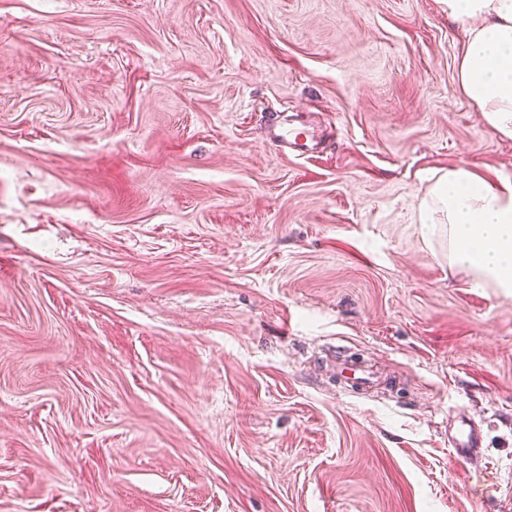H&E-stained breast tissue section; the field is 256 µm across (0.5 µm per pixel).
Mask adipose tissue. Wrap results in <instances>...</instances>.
<instances>
[{
    "label": "adipose tissue",
    "mask_w": 512,
    "mask_h": 512,
    "mask_svg": "<svg viewBox=\"0 0 512 512\" xmlns=\"http://www.w3.org/2000/svg\"><path fill=\"white\" fill-rule=\"evenodd\" d=\"M444 2L465 32L461 91L494 131L512 139V0ZM424 218L447 225L449 268L512 294V182L448 169L429 191Z\"/></svg>",
    "instance_id": "ef3b65f1"
}]
</instances>
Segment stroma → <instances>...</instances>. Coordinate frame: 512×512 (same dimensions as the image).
I'll return each instance as SVG.
<instances>
[{"instance_id": "stroma-1", "label": "stroma", "mask_w": 512, "mask_h": 512, "mask_svg": "<svg viewBox=\"0 0 512 512\" xmlns=\"http://www.w3.org/2000/svg\"><path fill=\"white\" fill-rule=\"evenodd\" d=\"M462 39L442 0H0V512H512V295L422 221L433 174L512 181ZM300 125L304 126L302 123ZM305 128L299 129L293 123L278 120L266 127V138L285 153L301 158L309 154L318 143L315 132ZM458 425L453 432L448 433V446L463 458H468L478 452L480 445L479 431L465 412H458Z\"/></svg>"}]
</instances>
